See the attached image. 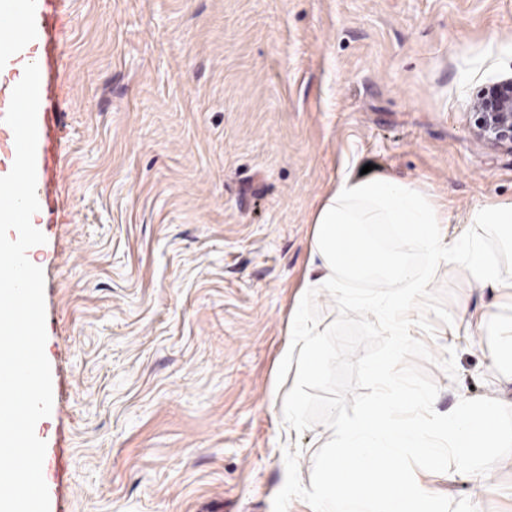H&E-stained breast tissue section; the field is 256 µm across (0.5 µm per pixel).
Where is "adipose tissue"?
<instances>
[{
	"label": "adipose tissue",
	"instance_id": "obj_1",
	"mask_svg": "<svg viewBox=\"0 0 512 512\" xmlns=\"http://www.w3.org/2000/svg\"><path fill=\"white\" fill-rule=\"evenodd\" d=\"M373 224L392 225L398 248H381L368 232ZM404 241L426 251L428 271H418L408 263L400 249ZM310 258L316 276L306 280L304 291H333L364 278L388 289L378 307L399 343L409 332L408 312L430 286L429 270L442 264H462L474 280L512 297V277L500 276L475 238L464 231H450L447 217L416 183L388 175L363 178L346 174L339 178L313 217ZM289 334L286 361L295 364L301 374L314 373L322 360L317 332L303 327L296 318Z\"/></svg>",
	"mask_w": 512,
	"mask_h": 512
}]
</instances>
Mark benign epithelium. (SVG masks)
Returning a JSON list of instances; mask_svg holds the SVG:
<instances>
[{"instance_id": "benign-epithelium-1", "label": "benign epithelium", "mask_w": 512, "mask_h": 512, "mask_svg": "<svg viewBox=\"0 0 512 512\" xmlns=\"http://www.w3.org/2000/svg\"><path fill=\"white\" fill-rule=\"evenodd\" d=\"M472 109L474 133L487 142L512 149V78L480 89Z\"/></svg>"}]
</instances>
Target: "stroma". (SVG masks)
<instances>
[{
  "mask_svg": "<svg viewBox=\"0 0 512 512\" xmlns=\"http://www.w3.org/2000/svg\"><path fill=\"white\" fill-rule=\"evenodd\" d=\"M63 178L35 263L50 364L70 378L68 491L50 512H272L333 436L286 437L283 353L315 209L344 174L416 182L471 223L512 200V149L478 138V89L512 77V0H65ZM453 322L425 339L436 412L512 407L497 319L512 300L458 264L431 276ZM469 322L471 341L455 325ZM456 351V377L437 365ZM432 493L512 512V456L487 488Z\"/></svg>",
  "mask_w": 512,
  "mask_h": 512,
  "instance_id": "35a3bbf8",
  "label": "stroma"
}]
</instances>
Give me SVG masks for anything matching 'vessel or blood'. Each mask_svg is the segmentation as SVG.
Instances as JSON below:
<instances>
[{
    "label": "vessel or blood",
    "instance_id": "obj_1",
    "mask_svg": "<svg viewBox=\"0 0 512 512\" xmlns=\"http://www.w3.org/2000/svg\"><path fill=\"white\" fill-rule=\"evenodd\" d=\"M62 0H0V176L12 168L14 135L4 123L11 93L21 80L26 64H38L41 74L37 113L36 195L40 209L32 223H44L51 200L60 184V143L62 126L56 102L61 89L60 36ZM43 476L50 495L63 497L70 458L71 431L66 420L45 436Z\"/></svg>",
    "mask_w": 512,
    "mask_h": 512
}]
</instances>
